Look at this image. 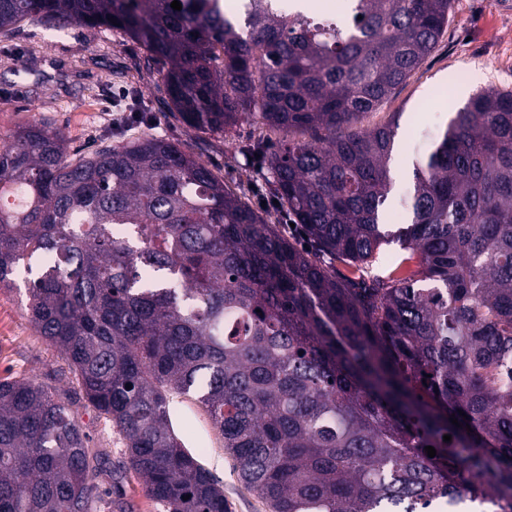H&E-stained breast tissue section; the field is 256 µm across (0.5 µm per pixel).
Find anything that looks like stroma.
<instances>
[{
    "mask_svg": "<svg viewBox=\"0 0 512 512\" xmlns=\"http://www.w3.org/2000/svg\"><path fill=\"white\" fill-rule=\"evenodd\" d=\"M137 41L101 26L70 25L56 31L34 22L18 24L0 37V141L33 120L61 131L69 151L89 152L116 143L147 114L146 133L166 139L209 164L225 186L244 194L254 206L270 201L265 174L243 148L263 135L258 123L237 126L226 139L194 129L168 104L160 66L147 62ZM512 89V0H452L448 26L433 52L393 96L362 122L371 128L397 120L391 168L393 189L383 210L389 229L409 223L399 210L412 187L416 161L432 148L454 110L482 89ZM326 268L351 278L399 279L421 268L419 256L399 245L382 247L369 267L326 260ZM65 357L34 329L26 309V289L0 290V379L33 378L56 387L67 372ZM174 427L188 450L224 485L229 512H269L233 468L222 436L195 395L170 398ZM83 430L95 451L111 460L125 477L119 494L130 512H164L131 468L112 426L75 402Z\"/></svg>",
    "mask_w": 512,
    "mask_h": 512,
    "instance_id": "35a3bbf8",
    "label": "stroma"
}]
</instances>
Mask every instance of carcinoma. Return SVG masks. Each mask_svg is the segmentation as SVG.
Segmentation results:
<instances>
[{
	"label": "carcinoma",
	"mask_w": 512,
	"mask_h": 512,
	"mask_svg": "<svg viewBox=\"0 0 512 512\" xmlns=\"http://www.w3.org/2000/svg\"><path fill=\"white\" fill-rule=\"evenodd\" d=\"M172 2L0 0V34L109 27L162 65L191 127L309 134L247 148L308 247L165 139L71 155L29 122L0 144V200L27 198L0 207V290L30 276L35 330L166 512H228L173 427V393L197 396L270 512H421L440 495L512 512V90L455 112L395 231L381 217L397 124L357 128L431 54L452 0H350L344 24ZM394 241L421 278L338 279L317 258L367 264ZM90 442L66 393L0 379V512L112 508Z\"/></svg>",
	"instance_id": "1"
}]
</instances>
